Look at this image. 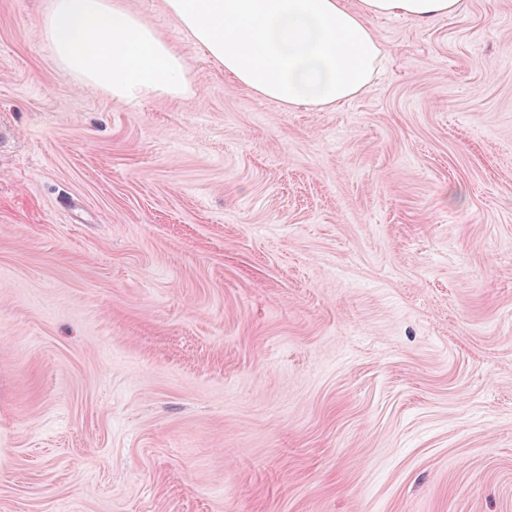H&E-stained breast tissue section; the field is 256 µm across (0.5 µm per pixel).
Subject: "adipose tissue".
Listing matches in <instances>:
<instances>
[{
	"label": "adipose tissue",
	"mask_w": 512,
	"mask_h": 512,
	"mask_svg": "<svg viewBox=\"0 0 512 512\" xmlns=\"http://www.w3.org/2000/svg\"><path fill=\"white\" fill-rule=\"evenodd\" d=\"M460 0H163L164 11L226 76L291 107L333 108L373 80V17L454 14Z\"/></svg>",
	"instance_id": "1"
}]
</instances>
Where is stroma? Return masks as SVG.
Masks as SVG:
<instances>
[{
  "mask_svg": "<svg viewBox=\"0 0 512 512\" xmlns=\"http://www.w3.org/2000/svg\"><path fill=\"white\" fill-rule=\"evenodd\" d=\"M113 103L0 0V512H512V0L370 21L328 109Z\"/></svg>",
  "mask_w": 512,
  "mask_h": 512,
  "instance_id": "1",
  "label": "stroma"
}]
</instances>
